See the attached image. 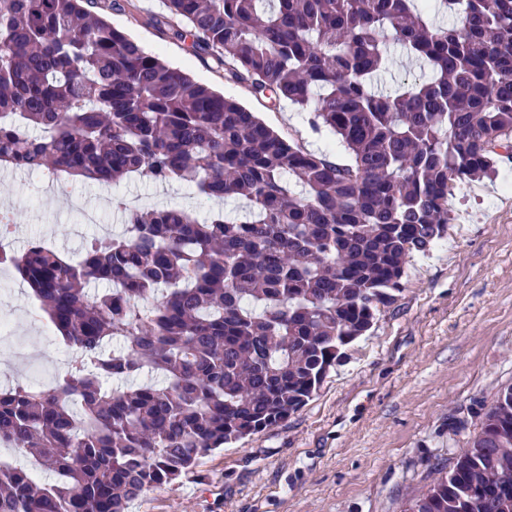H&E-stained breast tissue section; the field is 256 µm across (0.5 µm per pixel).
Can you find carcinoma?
<instances>
[{
  "label": "carcinoma",
  "instance_id": "obj_1",
  "mask_svg": "<svg viewBox=\"0 0 512 512\" xmlns=\"http://www.w3.org/2000/svg\"><path fill=\"white\" fill-rule=\"evenodd\" d=\"M97 6L0 0V165L180 182L249 211L201 223L140 206L77 261L39 240L0 249L77 351L49 385L0 390V447L56 477L0 468V512H127L206 452L287 420L447 235L456 185L512 158V0H166L171 37L253 97L310 112L342 163L147 53ZM395 47L430 76L382 92ZM144 372L162 382L108 386ZM404 512H512V386Z\"/></svg>",
  "mask_w": 512,
  "mask_h": 512
}]
</instances>
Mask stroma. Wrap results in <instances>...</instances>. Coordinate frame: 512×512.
<instances>
[{
  "label": "stroma",
  "instance_id": "35a3bbf8",
  "mask_svg": "<svg viewBox=\"0 0 512 512\" xmlns=\"http://www.w3.org/2000/svg\"><path fill=\"white\" fill-rule=\"evenodd\" d=\"M112 26L171 67L238 99L270 128L315 153L345 161L329 132L313 131L308 113L271 107L227 81L224 69L190 44L163 35L164 0H129L105 10ZM34 175L0 166V202L12 205L23 237L75 257L97 234L74 209L82 199L107 211L111 193L142 205H215L182 184L134 178L106 191L74 183L44 197ZM447 239L408 265L397 300L345 350L314 396L285 422L200 457L177 483L152 487L129 512H403L405 503L452 465L451 451L479 431L498 393L512 385V161L495 179L459 186L448 200ZM0 295V319L14 340H0V387L32 375L63 373L76 352L44 335L31 316V289L19 276Z\"/></svg>",
  "mask_w": 512,
  "mask_h": 512
}]
</instances>
